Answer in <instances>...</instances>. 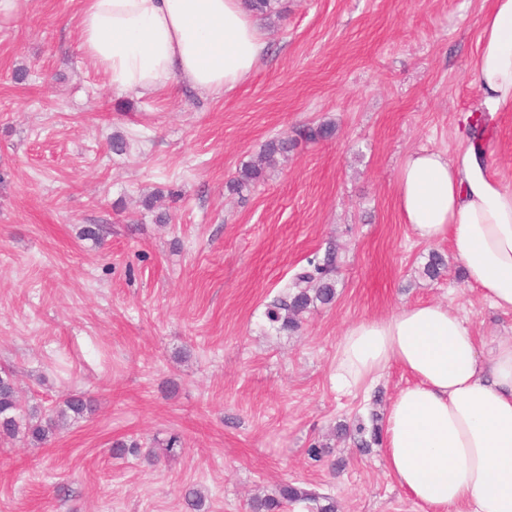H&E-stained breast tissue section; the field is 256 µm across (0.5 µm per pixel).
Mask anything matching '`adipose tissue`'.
<instances>
[{
	"mask_svg": "<svg viewBox=\"0 0 512 512\" xmlns=\"http://www.w3.org/2000/svg\"><path fill=\"white\" fill-rule=\"evenodd\" d=\"M469 83L487 116L512 108V0H490ZM79 49L113 92L140 96L184 85L220 95L266 50L246 0H82ZM475 131L453 156L404 161L397 205L417 241L451 239L468 281L512 312V189L489 172ZM411 381L385 419L387 467L429 512H512V337L480 348L468 324L437 303L363 320L341 337L337 388L370 387L389 366Z\"/></svg>",
	"mask_w": 512,
	"mask_h": 512,
	"instance_id": "1",
	"label": "adipose tissue"
}]
</instances>
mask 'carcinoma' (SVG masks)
I'll use <instances>...</instances> for the list:
<instances>
[{
    "label": "carcinoma",
    "mask_w": 512,
    "mask_h": 512,
    "mask_svg": "<svg viewBox=\"0 0 512 512\" xmlns=\"http://www.w3.org/2000/svg\"><path fill=\"white\" fill-rule=\"evenodd\" d=\"M333 134L334 127L324 123L305 126L297 132L298 137L306 141L326 140ZM293 144L292 139L273 138L267 141L259 160L242 166L238 175L230 181L229 189L239 193L263 180L265 169L275 164L276 158L288 152ZM445 267V257L433 251L424 266V274L435 278ZM335 269L336 254L330 249L323 260L314 265V272L300 274L293 288L270 303L267 308L269 321L283 331H298L304 312L318 302L326 305L335 299L336 289L332 279ZM91 411V400L81 392L69 394L59 406L52 409H26L12 371L0 370V441L21 435L31 445L41 447L51 441L61 423L69 419L77 421ZM352 435L356 447L369 448L379 443L380 428L374 424L368 429L359 422L352 429ZM295 504L306 505L310 512H337L333 498L288 481L279 484L270 494L253 498L249 508L250 512H287L288 506Z\"/></svg>",
    "instance_id": "obj_1"
}]
</instances>
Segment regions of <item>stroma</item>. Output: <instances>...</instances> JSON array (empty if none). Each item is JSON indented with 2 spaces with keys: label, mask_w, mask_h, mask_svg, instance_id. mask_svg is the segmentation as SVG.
Segmentation results:
<instances>
[{
  "label": "stroma",
  "mask_w": 512,
  "mask_h": 512,
  "mask_svg": "<svg viewBox=\"0 0 512 512\" xmlns=\"http://www.w3.org/2000/svg\"><path fill=\"white\" fill-rule=\"evenodd\" d=\"M485 7L280 0L265 55L220 96L114 93L77 48L80 0L0 14V367L29 404H94L44 447L0 442V512H185L189 486L207 512H247L285 480L340 512H426L382 446L333 437L385 416L407 375L393 365L351 392L331 375L347 327L408 304L451 307L484 348L512 337V313L468 284L451 240L418 242L396 198L408 154H453L478 111L468 69ZM321 122L332 139L297 140L263 181L229 190L268 140ZM486 150L512 189V110ZM92 224L101 241L81 237ZM331 248L334 301L278 330L268 304ZM434 250L447 267L432 279ZM173 434V458L110 452Z\"/></svg>",
  "instance_id": "35a3bbf8"
}]
</instances>
